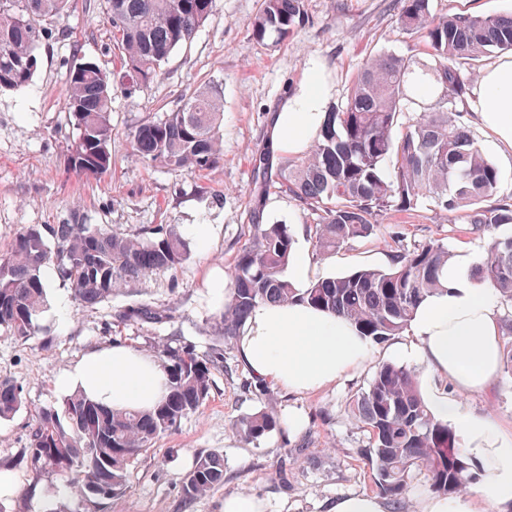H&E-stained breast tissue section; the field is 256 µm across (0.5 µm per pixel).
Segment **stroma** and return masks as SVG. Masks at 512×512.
I'll return each mask as SVG.
<instances>
[{
  "mask_svg": "<svg viewBox=\"0 0 512 512\" xmlns=\"http://www.w3.org/2000/svg\"><path fill=\"white\" fill-rule=\"evenodd\" d=\"M395 3L305 0L303 25L275 44L251 36L250 22L261 0H217L193 41L174 51L154 80L138 83L112 46L103 0H74L71 12L38 46L39 65L30 84L0 92V252L21 228L56 224L75 214L84 223L109 224L121 232L147 224H174L183 234L193 224L209 228L206 242L189 239V257L176 270L122 289L92 310L79 308L67 289L52 287L39 335L22 341L0 330V380L20 386L24 394L23 407L0 419V470H11L21 484L12 497L0 498V512H37L49 500L66 512H86L84 494L72 478L31 481L21 454L30 444L38 412L60 406L64 394L58 378L93 350L115 344L143 350L148 342L173 334L200 353L215 347L211 322L219 307L212 276L234 266L249 241L248 218L255 206L263 207L268 221L290 226L295 240L312 252L313 281L360 267L388 268L402 250L430 240L442 241L452 255L466 254L476 264L486 259L493 234L512 233L510 225L494 233L476 230L466 212L444 211L424 196L409 210L381 213L376 235L317 256L314 214L277 192L256 200L252 178L269 134L267 115L282 111L310 72L321 77L329 112L345 106L370 57L392 52L426 61L423 42L397 27ZM80 62L96 64L113 80V165L99 179L69 175L65 166L74 136L66 124V75ZM211 80L224 88L223 164L175 173L132 155V126L175 110L184 95ZM214 192L223 194L222 205L211 204ZM136 303L172 312L174 320L116 323L118 311ZM107 325L112 328L108 334L103 331ZM391 346L388 340L373 343L358 368L308 395L270 385L248 391V369L235 346L225 347L204 407L132 464L125 491L113 497L105 512H220L228 493L262 498L264 512H325L328 500L371 491L372 472L357 455L368 434L353 420L349 402L367 387L379 364L393 361ZM463 404L473 413L490 415L504 433H511L512 375L499 373L492 387L466 397ZM261 408L272 409L280 424L259 444H245L235 424ZM292 413L302 416L294 430L284 421ZM203 452L223 455L225 482L184 503L183 481Z\"/></svg>",
  "mask_w": 512,
  "mask_h": 512,
  "instance_id": "35a3bbf8",
  "label": "stroma"
}]
</instances>
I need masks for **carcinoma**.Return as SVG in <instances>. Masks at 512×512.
<instances>
[{
	"instance_id": "obj_1",
	"label": "carcinoma",
	"mask_w": 512,
	"mask_h": 512,
	"mask_svg": "<svg viewBox=\"0 0 512 512\" xmlns=\"http://www.w3.org/2000/svg\"><path fill=\"white\" fill-rule=\"evenodd\" d=\"M112 43L124 66L143 82L153 79L177 48L190 42L212 14L216 0H104ZM398 28L421 38L429 61L384 53L366 61L345 107L328 112L311 154L298 165L282 161L273 141L259 154L254 177L257 198L272 188L318 215L314 247L331 254L376 234L377 216L409 208L421 196L448 212L466 211L479 228L512 224V204L486 208L500 174L478 146L457 104L470 94L460 65L494 50L512 51V14H431L430 0H397ZM70 0H0V91L26 87L47 25L63 16ZM305 22L304 0H262L251 21L253 38L279 44ZM69 120L78 131L67 154L70 172L100 178L112 169V78L86 63L83 78L66 79ZM432 86L435 102L420 107L408 122L402 114L415 103L409 88ZM222 83L210 81L160 119H145L130 130L135 157L173 172L204 171L224 161ZM253 233L228 273V300L214 331L233 345L258 303L300 301L358 326L374 342L403 333L419 303L441 290V274L452 254L429 241L396 256L387 269L362 268L296 288L286 275L295 239L285 224L250 212ZM188 245L175 224L143 225L134 234L108 224H35L15 234L0 253V328L27 340L42 331L39 319L47 290L56 284L85 308L152 274L177 269ZM472 279L512 304V235L495 237L489 256L471 268ZM173 321L145 304L116 314L124 324ZM154 353L168 380V394L151 411L109 409L81 394H69L61 410L38 413L23 460L38 484L54 475L72 476L85 492L89 512H103L88 480L106 482L112 495L126 489L129 466L209 398L212 370L223 362L214 349L199 354L169 337ZM23 406L22 389L0 381V418ZM353 418L368 432L358 455L373 471L375 490L400 512L403 496L419 474L431 492L452 497L475 480L473 464L448 424L436 419L421 396L416 371L404 365L376 367L366 389L351 401ZM278 426L273 412L259 409L235 426L246 444H257ZM224 457L201 453L186 476L182 494L190 503L224 485Z\"/></svg>"
}]
</instances>
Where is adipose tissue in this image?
Instances as JSON below:
<instances>
[{
    "label": "adipose tissue",
    "instance_id": "obj_1",
    "mask_svg": "<svg viewBox=\"0 0 512 512\" xmlns=\"http://www.w3.org/2000/svg\"><path fill=\"white\" fill-rule=\"evenodd\" d=\"M324 87L309 76L275 118L272 139L291 151L304 148L323 121ZM475 94L477 122L487 129L502 157L512 156V60L489 66ZM447 289L427 297L415 311L397 352L422 363L420 391L439 420L456 431L462 449L479 470V494L512 505V436L486 415L468 411L464 396L480 392L497 377L502 315L488 289L470 277L465 259L450 261ZM370 342L336 315L296 302L253 307L236 349L254 377L275 387L309 394L334 383L366 358ZM59 386L82 392L109 408L150 410L167 394V380L155 357L117 344L89 354L62 376Z\"/></svg>",
    "mask_w": 512,
    "mask_h": 512
}]
</instances>
